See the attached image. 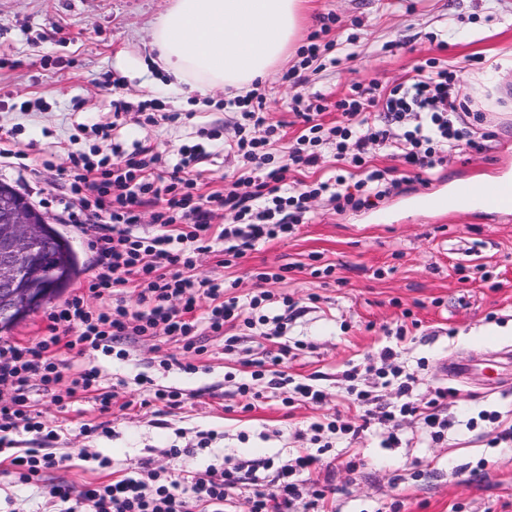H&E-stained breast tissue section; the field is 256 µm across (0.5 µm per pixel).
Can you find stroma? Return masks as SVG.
Instances as JSON below:
<instances>
[{
	"instance_id": "1",
	"label": "stroma",
	"mask_w": 512,
	"mask_h": 512,
	"mask_svg": "<svg viewBox=\"0 0 512 512\" xmlns=\"http://www.w3.org/2000/svg\"><path fill=\"white\" fill-rule=\"evenodd\" d=\"M170 5L0 0V134H8L15 149L0 158V182L27 197L70 240L83 262L78 288L94 273L96 257L81 225L62 212L69 138L84 124L81 147L96 146L90 127L111 120V98L130 105L118 129L125 145L151 144L172 164L183 145L204 144L210 156L197 175L202 192L222 188L225 178L243 171L240 158L224 149L237 134L230 93L171 85L151 62L152 30ZM329 15L336 22L323 39L334 48L317 69L304 71L297 84L284 82L278 71L256 86L270 120L283 124L288 136L300 130L296 97H323L321 120L330 127L337 118L334 104L351 85L390 86L434 58L460 75L488 109L485 150L461 146L427 183L407 174L390 150L376 151L374 165L401 178L378 205L339 213L319 199L309 223L257 244L235 266L221 267L220 253L202 255L200 274L237 280L241 304L264 288L272 295L267 323L233 327V351H225L223 337H208L204 352L190 356L189 371L174 363L180 342L165 335L130 340L122 359L100 351L66 354L69 368L99 369L103 386L114 393L112 407L102 413L85 399L61 413L49 398L38 397L36 410L58 436L47 443L21 432L0 445V512H67L52 497L53 486L77 494L131 470L194 475L266 460L270 479L301 451L322 452L313 478L327 489L333 512H512V446L491 444V427L481 418L482 411L496 410L512 419V217L465 210L443 218L412 207L416 198L463 181L512 175V69L501 67L512 58V0H309L304 34L319 30ZM349 52L354 61L346 60ZM108 79L109 89L103 86ZM152 98L180 113L181 123L146 122L140 105ZM203 128L219 132V139L202 140ZM49 157L54 167H44ZM329 265L330 276H313V269ZM279 266L288 269L284 281H259V273ZM286 298L293 313L279 329L273 319ZM406 310L414 325L400 340L395 332ZM282 343L290 346L284 371L320 386L326 394L321 405L289 406L282 391L252 381L254 363ZM386 346L400 350L406 369L415 373L414 397L457 387L459 400L449 408L455 425L435 441L417 420H402L400 442L391 448L383 427L351 441L328 432L313 441L312 422L335 413L353 420L343 373ZM449 358L492 360L494 375L456 381L443 372ZM247 381L263 393L249 410L237 390ZM151 387L178 390L183 399L143 405ZM91 420L102 422L106 433L85 436L81 426ZM204 436L209 442L202 449ZM44 446L57 466L43 474L39 488L17 483L11 459ZM102 458L109 467H99Z\"/></svg>"
}]
</instances>
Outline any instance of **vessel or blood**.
<instances>
[{
    "label": "vessel or blood",
    "instance_id": "obj_1",
    "mask_svg": "<svg viewBox=\"0 0 512 512\" xmlns=\"http://www.w3.org/2000/svg\"><path fill=\"white\" fill-rule=\"evenodd\" d=\"M474 205L494 213L512 212V178L487 184L461 183L449 192L425 197L421 207L449 216Z\"/></svg>",
    "mask_w": 512,
    "mask_h": 512
}]
</instances>
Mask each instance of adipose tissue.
<instances>
[{
	"label": "adipose tissue",
	"mask_w": 512,
	"mask_h": 512,
	"mask_svg": "<svg viewBox=\"0 0 512 512\" xmlns=\"http://www.w3.org/2000/svg\"><path fill=\"white\" fill-rule=\"evenodd\" d=\"M306 0H173L152 32L175 81L203 92L249 91L299 35Z\"/></svg>",
	"instance_id": "obj_1"
}]
</instances>
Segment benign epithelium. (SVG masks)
Here are the masks:
<instances>
[{
	"instance_id": "obj_1",
	"label": "benign epithelium",
	"mask_w": 512,
	"mask_h": 512,
	"mask_svg": "<svg viewBox=\"0 0 512 512\" xmlns=\"http://www.w3.org/2000/svg\"><path fill=\"white\" fill-rule=\"evenodd\" d=\"M46 224L23 195L0 184V320L31 314L52 298L36 256Z\"/></svg>"
}]
</instances>
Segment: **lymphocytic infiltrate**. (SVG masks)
Masks as SVG:
<instances>
[{"instance_id":"lymphocytic-infiltrate-1","label":"lymphocytic infiltrate","mask_w":512,"mask_h":512,"mask_svg":"<svg viewBox=\"0 0 512 512\" xmlns=\"http://www.w3.org/2000/svg\"><path fill=\"white\" fill-rule=\"evenodd\" d=\"M236 105L243 123L231 148L255 164L258 173L239 176L221 190H200L195 171L206 157L203 145L182 147L179 160L163 168L152 145L137 142L126 150L114 144L112 133L127 111L120 100L112 103V122L95 127L99 139L110 144V153L94 160L70 152L67 205L76 217L94 210L109 230L103 233L98 225H88L95 235L98 270L84 288L51 309L46 336L32 346L0 340V386L11 391L9 401L0 402V441L20 430L55 439V432L46 431L40 413L31 408L40 393L50 395L62 409L78 392H93L101 410L109 409L112 394L99 392V370L84 366L66 373L61 350H102L123 358L129 339L161 332L181 338L184 350L199 353L203 337L225 336V328L242 316L239 300L229 293L224 278L197 274L198 254L220 246L222 265L228 268L256 243L292 234L316 199L328 198L339 212L382 201L398 181L387 171L369 167V154L376 147H401L405 164L419 178L441 166L460 145L478 152L485 148L468 125L472 119L484 121L485 113L475 109L472 97L442 66H418L407 82L386 88L353 86L348 98L336 102L340 117L329 128L318 121L323 104H304L295 111L302 131L288 143L279 125L270 123L264 101L246 96ZM327 158L363 169V178L351 189L340 174L290 184L291 175L319 168ZM148 204L155 210L145 227L140 215ZM221 214L228 224H215ZM131 288L137 291L133 306L126 300ZM225 338L226 347H233L235 337ZM398 359V351L387 346L362 369L345 371L360 424L331 418L312 423V431L355 438L380 425L388 428L386 443L393 446L398 436L391 425L411 416L432 439H440L450 425L445 412L455 403L457 390L438 387L428 400L414 398L415 376ZM363 370L392 387L395 401L356 388ZM319 462L318 455H298L293 464L277 469L267 489L261 486L258 465L252 464L197 478L167 479L155 471L145 479L127 476L87 489L81 498L89 503V512H190L192 502L203 512H224L225 502L248 480L254 487L250 512H318L325 490L304 486L295 475L315 470Z\"/></svg>"}]
</instances>
